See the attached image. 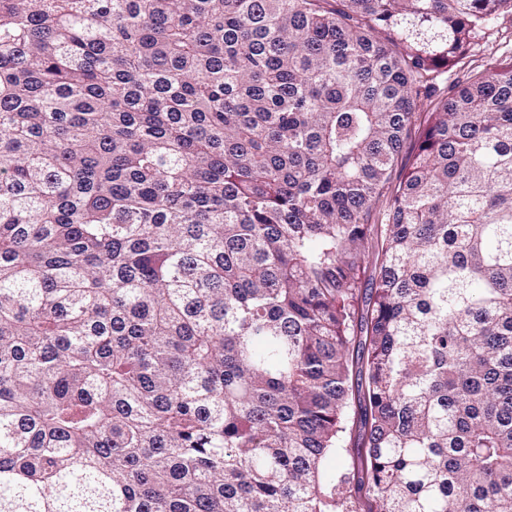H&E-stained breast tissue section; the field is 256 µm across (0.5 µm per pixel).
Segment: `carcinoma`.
Returning <instances> with one entry per match:
<instances>
[{"mask_svg":"<svg viewBox=\"0 0 512 512\" xmlns=\"http://www.w3.org/2000/svg\"><path fill=\"white\" fill-rule=\"evenodd\" d=\"M505 10L0 0V512H512ZM512 56V13L502 12L479 32L463 59L439 80L441 93L451 95L471 71L482 70Z\"/></svg>","mask_w":512,"mask_h":512,"instance_id":"1","label":"carcinoma"}]
</instances>
